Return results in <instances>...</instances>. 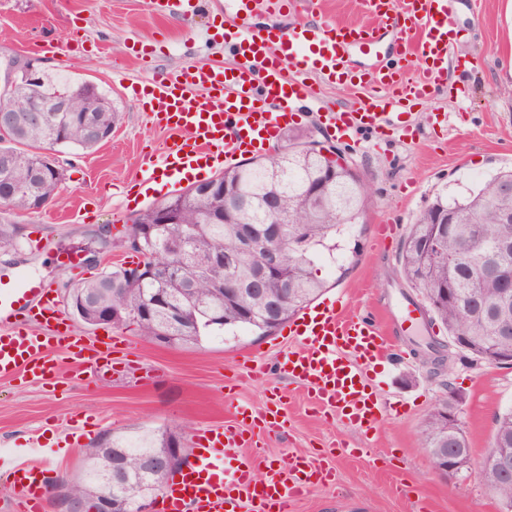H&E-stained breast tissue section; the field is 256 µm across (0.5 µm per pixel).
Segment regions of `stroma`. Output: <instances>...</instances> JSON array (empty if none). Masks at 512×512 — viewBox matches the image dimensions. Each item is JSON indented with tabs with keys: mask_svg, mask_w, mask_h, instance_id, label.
Here are the masks:
<instances>
[{
	"mask_svg": "<svg viewBox=\"0 0 512 512\" xmlns=\"http://www.w3.org/2000/svg\"><path fill=\"white\" fill-rule=\"evenodd\" d=\"M216 22L213 16H164L150 0H0V62L38 58L49 72L94 81L109 91L122 114L97 150L59 153L60 194L18 217L20 245L0 252V271L36 275L61 291L70 282L60 266L66 255L84 258L89 279L128 264L130 255L120 244L124 226L174 193L161 182L153 197L128 205L113 192L114 186L140 178L146 155L167 137L127 92L128 85L142 86L148 77L130 47L136 41L158 45L155 64L161 69L224 64L223 41L205 36ZM452 33L446 89L412 103L394 132L378 138L359 131L341 141L327 133L316 113L305 112L275 136L282 144L315 139L337 148L369 187L367 223L337 238L317 274L326 296H343L348 312L369 315L394 346L393 361L368 373L383 408L376 429L351 428L317 407L296 381L276 374L265 382L245 377L242 354H254L270 367L283 352L298 348L286 328L268 336L242 329L197 345L168 347L144 342L135 327L90 326L69 314L65 321L78 335L115 343L111 371L94 382L79 379L60 342L51 349L59 364L56 380H0V448L25 454L35 432L53 446L67 429L85 428L92 432L80 442L85 448L108 431L128 435L152 429L181 432L193 455L195 435L223 424L228 408L240 402L258 405L275 393L288 422L264 438L267 454L285 467L295 454L323 452L336 469L334 484L314 486L292 512H411L418 499L425 512H507L476 471L440 474L423 446L422 430L442 398L459 396L460 424L473 460H480L497 415L512 407V365H488L449 346L450 362L435 367L414 349L427 333L447 343L443 326L401 330L394 325L398 301L417 297L399 263L416 217L435 194H461L496 170L512 167V0H456ZM463 85L470 95L461 102L456 89ZM432 112L445 113L446 123H429ZM382 224L399 227L384 247L375 243ZM341 441L359 448L360 456L332 453Z\"/></svg>",
	"mask_w": 512,
	"mask_h": 512,
	"instance_id": "35a3bbf8",
	"label": "stroma"
}]
</instances>
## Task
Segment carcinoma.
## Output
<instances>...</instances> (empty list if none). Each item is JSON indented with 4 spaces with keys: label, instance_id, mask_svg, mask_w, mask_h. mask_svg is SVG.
Returning <instances> with one entry per match:
<instances>
[{
    "label": "carcinoma",
    "instance_id": "cac0c4a2",
    "mask_svg": "<svg viewBox=\"0 0 512 512\" xmlns=\"http://www.w3.org/2000/svg\"><path fill=\"white\" fill-rule=\"evenodd\" d=\"M61 90L71 94L75 111L50 112L41 126L0 135V197L8 199L13 212L45 206L60 192L62 168L47 164L39 153L46 141L61 135L64 146L93 151L101 141L88 136L87 125L106 133L121 121L111 96L98 84L80 80L62 85L47 72L36 89L3 78L0 107L26 99L44 104ZM331 168L334 172L324 202H308L305 192ZM507 180L512 181V169L495 173L452 201L446 195L435 197L412 224L400 256L402 274L431 304L432 320L441 323L455 347L489 365L512 362V305L499 303L502 279L489 273L476 281L471 264L482 260L488 266L506 262L512 267V222L501 220L503 213L512 212V195L501 189ZM226 186L248 200L247 223L259 227L277 223L267 207L268 198L273 197L279 213L292 221L288 228L300 232L306 241L301 253L284 249L281 272L268 280L265 294L240 292L231 297L225 292L227 283L238 280L242 268L251 262V257L239 252L233 225L224 223ZM368 197L366 183L350 166L312 152L301 142L292 143L286 157L228 167L176 194L168 224L160 223L161 203L139 214L126 231L139 235L142 246L167 271L146 270V278L139 281L132 279L133 270L123 266L104 270L97 278L74 285L69 309L86 324L101 310H117L121 325H136L141 339L151 343L153 337L169 332L166 313L156 310L137 318L132 312L150 307L153 293L161 290L185 318V330L176 335L173 346L195 345L239 328L270 335L323 291L324 283L316 275L321 254L335 249L336 238L357 224ZM448 212L453 223H436V215ZM477 224L486 225L481 240L474 238ZM17 237L18 227L0 215V251L13 249ZM431 240L439 242L442 258L438 260L423 250V243ZM189 278L195 279L191 294L184 291ZM450 283L458 295L452 303L442 298V289ZM285 285L292 288L293 298L283 308L279 324L270 327L267 296ZM213 312L224 317L223 326L207 329L205 314ZM422 436L427 448L470 451L462 428L452 429L441 418L428 420ZM494 440L501 448H512V408L498 414ZM165 447L163 431L141 430L132 439L108 433L83 449L82 472L70 481L71 491L87 498V512H93L94 497L104 491L105 476L115 461L126 457L134 462ZM478 477L512 509V467L504 471L496 460L488 459Z\"/></svg>",
    "mask_w": 512,
    "mask_h": 512
}]
</instances>
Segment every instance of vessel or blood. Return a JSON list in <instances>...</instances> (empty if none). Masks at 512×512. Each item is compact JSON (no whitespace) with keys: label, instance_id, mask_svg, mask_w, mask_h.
Here are the masks:
<instances>
[{"label":"vessel or blood","instance_id":"vessel-or-blood-1","mask_svg":"<svg viewBox=\"0 0 512 512\" xmlns=\"http://www.w3.org/2000/svg\"><path fill=\"white\" fill-rule=\"evenodd\" d=\"M454 0H362L368 26L354 28L323 14L299 25L255 27L232 43L234 66H190L175 73L154 72L141 96L153 122L170 131L157 158L147 160L127 194L148 196L154 184L178 186L205 170H223L231 161L260 151L290 117L316 101L314 79L336 75L350 48L374 49L389 28L408 21L410 35L401 54L420 59L415 74L401 62H385L358 74L369 92L346 110L328 111L326 129L336 138L359 130L382 136L413 100L445 86L448 29ZM160 14L192 19L210 12L215 0H153ZM63 300L36 276L0 280V379L40 383L55 372L52 343L64 342L84 373L98 376L111 365L109 349L78 336L62 317ZM341 299L323 298L289 326L300 349L278 360L277 371L312 392L352 428L370 431L382 408L360 366L389 358L391 347L373 319L345 314ZM285 424L279 397L261 407L235 406L223 427L201 430L199 452L162 494L163 512H289L293 500L311 487L331 483L334 467L323 457L299 455L288 469L277 467L253 445L255 430L274 432ZM40 435L26 457L0 448V479L13 489L22 512H40L47 477L38 460Z\"/></svg>","mask_w":512,"mask_h":512}]
</instances>
